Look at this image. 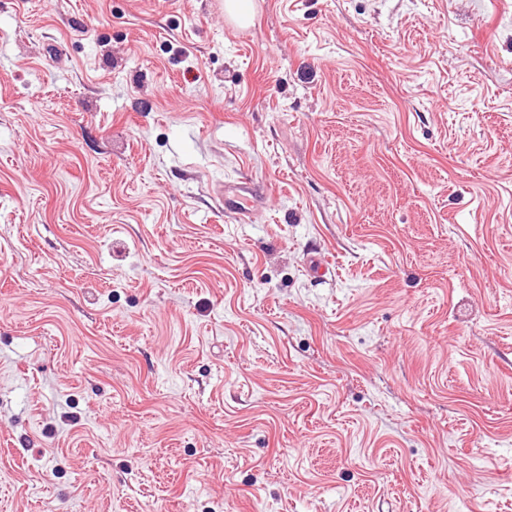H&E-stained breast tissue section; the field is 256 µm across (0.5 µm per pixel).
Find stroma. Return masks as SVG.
<instances>
[{
    "mask_svg": "<svg viewBox=\"0 0 512 512\" xmlns=\"http://www.w3.org/2000/svg\"><path fill=\"white\" fill-rule=\"evenodd\" d=\"M253 3L0 0V512H512V0ZM224 11L231 21L237 24H246L252 19L253 1L225 0ZM264 189L249 180L224 184V209L242 219H250L252 212L265 203Z\"/></svg>",
    "mask_w": 512,
    "mask_h": 512,
    "instance_id": "obj_1",
    "label": "stroma"
}]
</instances>
